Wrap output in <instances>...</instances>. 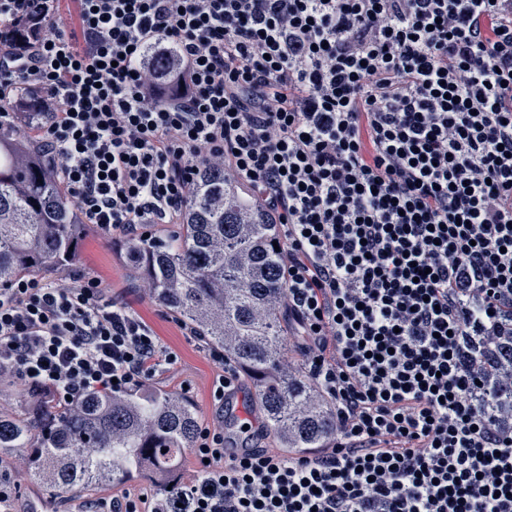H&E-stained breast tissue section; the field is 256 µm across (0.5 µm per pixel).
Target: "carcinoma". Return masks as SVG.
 I'll return each mask as SVG.
<instances>
[{
    "instance_id": "obj_1",
    "label": "carcinoma",
    "mask_w": 512,
    "mask_h": 512,
    "mask_svg": "<svg viewBox=\"0 0 512 512\" xmlns=\"http://www.w3.org/2000/svg\"><path fill=\"white\" fill-rule=\"evenodd\" d=\"M85 234L42 147L0 125V286L73 265ZM277 237L278 225L241 184L204 165L183 223L127 243L121 256L131 282L150 283L160 304L247 372L280 447L317 448L333 419L299 368L282 365ZM27 403L21 413L0 409V460L21 454L30 478L62 496L121 484L145 466L176 473L199 427L194 403L160 388L91 394L66 410L32 391Z\"/></svg>"
}]
</instances>
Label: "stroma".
Returning a JSON list of instances; mask_svg holds the SVG:
<instances>
[{"label": "stroma", "instance_id": "1", "mask_svg": "<svg viewBox=\"0 0 512 512\" xmlns=\"http://www.w3.org/2000/svg\"><path fill=\"white\" fill-rule=\"evenodd\" d=\"M123 243L121 237L88 227L80 243L74 271L98 277L114 299L130 306L152 327L163 346L177 353V364L160 373L157 386L189 397L198 409L200 425L218 426L212 386L220 372L218 365L209 348L192 336L187 326L156 301L145 299L138 290L128 288L127 269L120 259ZM18 483L19 494L0 502V512H85L91 502L108 501L127 492L154 491L156 480L139 477L121 485H99L70 497L53 495L43 485L24 477L19 478Z\"/></svg>", "mask_w": 512, "mask_h": 512}]
</instances>
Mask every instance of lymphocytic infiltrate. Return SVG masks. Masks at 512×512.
<instances>
[{"mask_svg":"<svg viewBox=\"0 0 512 512\" xmlns=\"http://www.w3.org/2000/svg\"><path fill=\"white\" fill-rule=\"evenodd\" d=\"M75 3L71 28L0 0V123L132 240L180 223L200 165L247 186L334 419L299 452L201 428L192 479L112 512H512V0ZM176 362L98 278L0 286V378L60 407Z\"/></svg>","mask_w":512,"mask_h":512,"instance_id":"obj_1","label":"lymphocytic infiltrate"}]
</instances>
